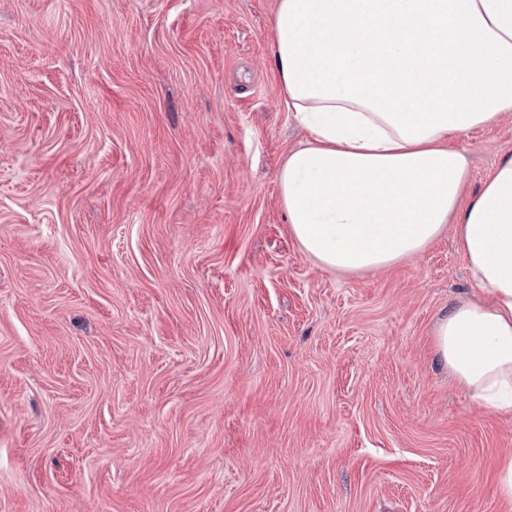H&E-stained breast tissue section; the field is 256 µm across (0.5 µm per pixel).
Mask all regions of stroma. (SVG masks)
<instances>
[{"label": "stroma", "instance_id": "obj_1", "mask_svg": "<svg viewBox=\"0 0 512 512\" xmlns=\"http://www.w3.org/2000/svg\"><path fill=\"white\" fill-rule=\"evenodd\" d=\"M275 5L0 0V512H512L434 349L454 229L364 272L290 231ZM449 145L474 195L512 116Z\"/></svg>", "mask_w": 512, "mask_h": 512}]
</instances>
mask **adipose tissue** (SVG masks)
I'll list each match as a JSON object with an SVG mask.
<instances>
[{"label":"adipose tissue","instance_id":"obj_1","mask_svg":"<svg viewBox=\"0 0 512 512\" xmlns=\"http://www.w3.org/2000/svg\"><path fill=\"white\" fill-rule=\"evenodd\" d=\"M275 73L307 140L278 187L305 254L391 266L453 225L476 296L434 346L472 399L512 413V152L470 200L448 140L512 112V0H276Z\"/></svg>","mask_w":512,"mask_h":512}]
</instances>
